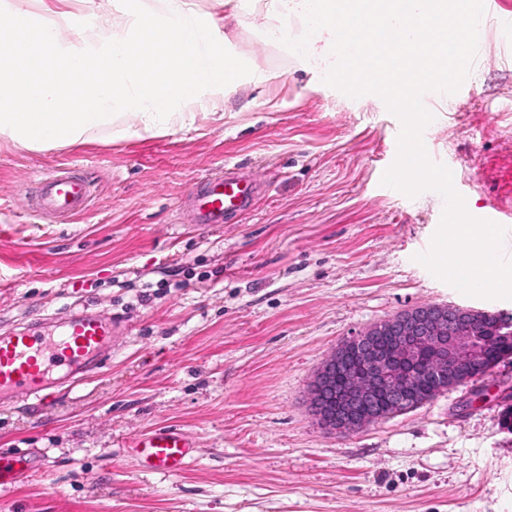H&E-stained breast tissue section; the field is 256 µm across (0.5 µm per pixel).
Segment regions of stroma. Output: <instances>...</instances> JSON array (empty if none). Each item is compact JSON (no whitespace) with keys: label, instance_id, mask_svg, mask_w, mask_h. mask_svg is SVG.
<instances>
[{"label":"stroma","instance_id":"1","mask_svg":"<svg viewBox=\"0 0 512 512\" xmlns=\"http://www.w3.org/2000/svg\"><path fill=\"white\" fill-rule=\"evenodd\" d=\"M257 63L267 88L228 92L201 132L0 147V331L47 334L78 310L118 325L97 375L45 407L0 406V452L35 464L0 512H512V359L479 377L473 404L456 386L350 435L311 416L313 376L344 339L420 305L512 313V300L456 293L418 262L446 201L382 193L401 131L382 99L344 95L273 44ZM472 80L424 132L479 211L512 167V61L476 63ZM62 164L85 170L92 205L33 222L22 185ZM222 168L263 181L255 210L173 223L174 202ZM164 426L196 438L176 475L142 471L127 448Z\"/></svg>","mask_w":512,"mask_h":512}]
</instances>
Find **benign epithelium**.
<instances>
[{
	"label": "benign epithelium",
	"mask_w": 512,
	"mask_h": 512,
	"mask_svg": "<svg viewBox=\"0 0 512 512\" xmlns=\"http://www.w3.org/2000/svg\"><path fill=\"white\" fill-rule=\"evenodd\" d=\"M477 314L454 304L423 305L343 341L311 384L318 423L336 434H353L383 420L389 409L407 411L418 379L428 373L422 359L429 355L439 368L437 394L461 367L483 370L472 336Z\"/></svg>",
	"instance_id": "7a95c632"
}]
</instances>
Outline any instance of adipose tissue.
Masks as SVG:
<instances>
[{"mask_svg":"<svg viewBox=\"0 0 512 512\" xmlns=\"http://www.w3.org/2000/svg\"><path fill=\"white\" fill-rule=\"evenodd\" d=\"M66 0H37L29 11L0 0V143L62 149L93 134L111 140L149 138L206 128L220 119L224 89L243 69L227 46L242 25L259 20L262 42L329 78H355L363 43H344L341 27L373 19L402 32L404 43L385 69L398 73L392 101L404 107L420 81L441 82L459 51L440 40L448 24L473 30L461 0H223L205 15L192 0H84L97 18L88 39L60 43L70 26Z\"/></svg>","mask_w":512,"mask_h":512,"instance_id":"ef3b65f1","label":"adipose tissue"}]
</instances>
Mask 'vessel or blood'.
Returning <instances> with one entry per match:
<instances>
[{
	"instance_id": "vessel-or-blood-1",
	"label": "vessel or blood",
	"mask_w": 512,
	"mask_h": 512,
	"mask_svg": "<svg viewBox=\"0 0 512 512\" xmlns=\"http://www.w3.org/2000/svg\"><path fill=\"white\" fill-rule=\"evenodd\" d=\"M93 192L91 181L79 166L61 165L25 186L28 210L39 219H70L85 214ZM260 192L258 183L227 169L193 184L181 201L176 220L181 224L219 226L250 210ZM482 219L512 225V194L486 204ZM112 356V325L94 314L78 315L49 335L29 330L0 334V406L20 400L42 406L55 389L90 377ZM193 436L161 427L134 438L132 453L149 471L176 475L195 456ZM32 462L20 453H0V489L31 470Z\"/></svg>"
}]
</instances>
